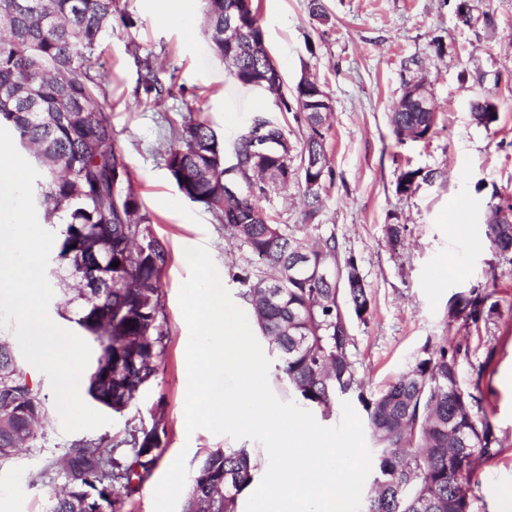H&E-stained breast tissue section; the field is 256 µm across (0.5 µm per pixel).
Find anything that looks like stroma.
Returning <instances> with one entry per match:
<instances>
[{"label": "stroma", "instance_id": "1", "mask_svg": "<svg viewBox=\"0 0 512 512\" xmlns=\"http://www.w3.org/2000/svg\"><path fill=\"white\" fill-rule=\"evenodd\" d=\"M494 29L458 26L454 0H324L327 24L312 20L306 0H255L269 52L286 88L314 75L332 102L326 155L335 180L317 218L335 232L341 252L354 255L372 299L368 324L355 325L353 358L366 392L381 389L440 338L467 340L460 378L476 389L504 452L480 470L475 512H503L501 490L512 486V262L486 241L488 205L512 200V0H475ZM163 0H119L133 26L113 21L101 58L113 137L131 171L132 190L152 220L170 261L163 276L168 336L156 381L134 410L144 424L163 416L162 457L121 512H154V490L178 454L195 471L205 452L239 441L206 429L187 432L185 351L189 330L178 297L190 276L184 250L206 247L224 271V286L239 298L233 274L243 254L224 237L204 205L177 189L161 156L170 128L209 121L220 139L234 140L257 112L275 113L261 89L233 78L210 46L205 0H185L193 25L164 16ZM444 54H436V45ZM423 61L436 109L428 139L396 143L388 116L403 93L402 64ZM172 87L161 100L147 96V74ZM492 96L499 119L484 127L469 112L471 99ZM434 170L411 195L396 191L402 170ZM407 225L403 245L386 228ZM494 289L493 317L479 326L449 320L448 302L461 291ZM41 451L0 465V512H42L50 487L34 483L43 458H61L73 440L59 416L45 426Z\"/></svg>", "mask_w": 512, "mask_h": 512}]
</instances>
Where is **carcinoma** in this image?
Wrapping results in <instances>:
<instances>
[{
  "mask_svg": "<svg viewBox=\"0 0 512 512\" xmlns=\"http://www.w3.org/2000/svg\"><path fill=\"white\" fill-rule=\"evenodd\" d=\"M239 0H206L205 26L212 50L231 58L236 79L279 99L281 112L297 107L305 133L299 154H317L327 166L322 187L294 176L291 157L272 160L274 171L255 173L253 129L278 139L288 136L277 121L256 113L231 143L204 121L173 132L165 166L180 193L200 203L224 226V235L247 253L235 278L260 334L276 353L277 379L310 408L330 413L339 396L355 395L366 412L375 443L373 477L362 494L361 512H473L479 468L504 451L481 400L459 377L469 347L442 338L426 348L407 370L368 396L352 360L353 320L367 323L372 300L366 286L336 287L362 280L354 256L340 255L335 233L316 223L322 194L334 182L325 151L327 113L319 111L325 91L314 79L286 93L273 81L269 52L256 10L239 11ZM474 0H458V22L470 27L492 18L478 15ZM0 125L10 126L33 160L39 177L34 203L46 223L58 228L53 265L74 283L70 321L97 343L98 356L87 394L101 407L123 415L137 404L157 375L156 362L167 336L162 276L169 253L153 235L151 219L133 193L123 153L116 147L106 111L107 90L100 47L119 17L132 19L116 0H0ZM245 29L253 53L237 56L224 44V26ZM471 115L488 127L498 121L489 97L470 103ZM436 113L415 101L399 100L390 126L396 143L423 141L433 134ZM245 183L238 198L224 197V173ZM438 174L401 171L396 192L410 194L418 179ZM290 184L302 189L301 224H276L260 202ZM509 214L490 210L485 235L504 256L512 254ZM119 266H112L113 262ZM493 293L472 288L456 293L448 319L477 326L496 311ZM51 406L28 377L11 344L0 338V463L20 450L40 448ZM167 436L163 416L150 428L126 419L113 435L80 439L62 459H48L34 480L60 489L43 512H117L122 489L130 496L150 478ZM128 448L124 454L107 448ZM256 451L245 445L216 448L199 462L183 512H237L238 500L253 483Z\"/></svg>",
  "mask_w": 512,
  "mask_h": 512,
  "instance_id": "cac0c4a2",
  "label": "carcinoma"
}]
</instances>
